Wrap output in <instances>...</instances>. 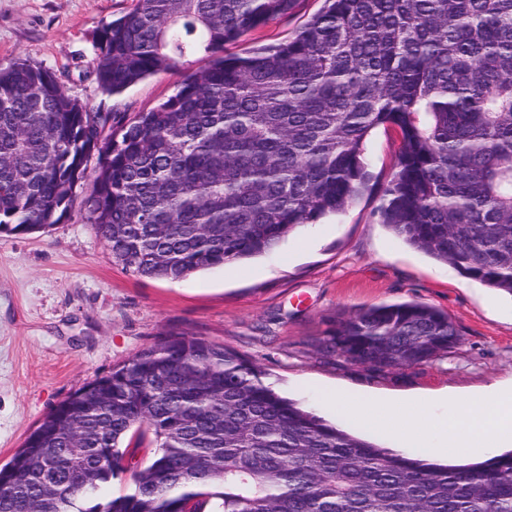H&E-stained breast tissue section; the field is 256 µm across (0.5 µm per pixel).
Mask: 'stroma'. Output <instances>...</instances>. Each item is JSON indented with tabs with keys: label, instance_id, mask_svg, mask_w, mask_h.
I'll return each instance as SVG.
<instances>
[{
	"label": "stroma",
	"instance_id": "35a3bbf8",
	"mask_svg": "<svg viewBox=\"0 0 512 512\" xmlns=\"http://www.w3.org/2000/svg\"><path fill=\"white\" fill-rule=\"evenodd\" d=\"M133 5L0 0V64L23 59L49 69L71 95L105 112L146 111L206 60L102 94L92 75L100 31ZM322 7L323 0H298L224 51L242 56L287 41ZM397 144L391 130L372 132L371 189L343 213L306 225L269 254L180 280L125 269L76 209L42 232L0 233V466L54 406L173 331L256 361L265 383L331 423L341 422L326 404L337 389L474 400L512 387V296L411 247L379 220ZM411 300L452 320L460 341L448 353L380 372L320 352L339 314Z\"/></svg>",
	"mask_w": 512,
	"mask_h": 512
}]
</instances>
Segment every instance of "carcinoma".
<instances>
[{"instance_id": "obj_1", "label": "carcinoma", "mask_w": 512, "mask_h": 512, "mask_svg": "<svg viewBox=\"0 0 512 512\" xmlns=\"http://www.w3.org/2000/svg\"><path fill=\"white\" fill-rule=\"evenodd\" d=\"M296 2L135 0L101 31L103 93L210 63L129 120L41 66L0 65V233L77 207L126 269L179 280L345 211L369 189L366 144L383 127L399 146L382 223L512 295V0H325L293 39L224 55ZM459 341L448 314L405 302L341 314L320 345L390 370ZM263 376L165 334L45 415L0 467V512H512V450L447 465L397 454ZM129 437L151 459L115 495Z\"/></svg>"}]
</instances>
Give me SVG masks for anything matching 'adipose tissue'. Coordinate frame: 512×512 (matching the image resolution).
Segmentation results:
<instances>
[{"label":"adipose tissue","mask_w":512,"mask_h":512,"mask_svg":"<svg viewBox=\"0 0 512 512\" xmlns=\"http://www.w3.org/2000/svg\"><path fill=\"white\" fill-rule=\"evenodd\" d=\"M329 404L345 418L395 435L411 448L426 447L428 434L439 433L437 452L441 455L512 444V388L488 393L477 407L456 403L446 415L434 414L433 400L422 397L376 398L336 391L330 394Z\"/></svg>","instance_id":"1"}]
</instances>
